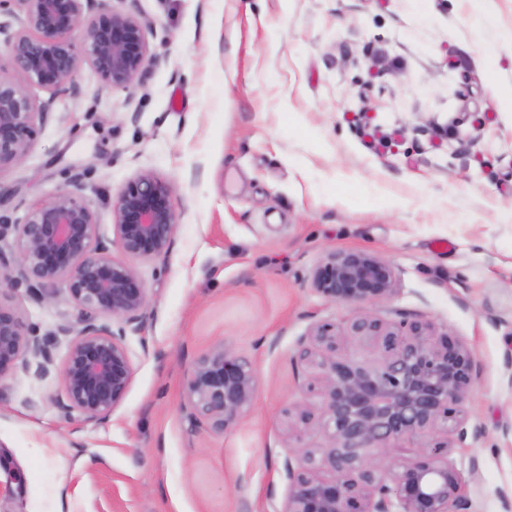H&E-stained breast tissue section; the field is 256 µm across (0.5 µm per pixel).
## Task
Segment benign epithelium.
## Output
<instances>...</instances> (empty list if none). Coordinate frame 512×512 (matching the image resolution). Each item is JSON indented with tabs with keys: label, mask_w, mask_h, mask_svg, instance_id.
<instances>
[{
	"label": "benign epithelium",
	"mask_w": 512,
	"mask_h": 512,
	"mask_svg": "<svg viewBox=\"0 0 512 512\" xmlns=\"http://www.w3.org/2000/svg\"><path fill=\"white\" fill-rule=\"evenodd\" d=\"M19 28L5 33L11 70L0 74V169L29 153L37 125L54 98L78 94L74 77L83 63L111 89H129L148 64L158 62L146 39L148 22L99 7V0H0V14ZM50 93L38 104L29 88ZM179 217L172 187L149 170L131 178L112 207V233L131 259H151L170 250ZM98 217L72 192L55 194L28 211L23 222L0 217V291L25 287L56 296L57 285L78 309V319L58 324L44 338L26 333L20 316L0 302V378L22 371L44 379L59 371L57 406L67 417L106 419L131 385L133 364L126 329L140 330L148 297L137 269L113 258L98 232ZM392 266L359 250H334L312 274L317 293L330 302L371 304L394 292ZM111 322H103L101 318ZM348 338L382 350L376 363L345 358ZM66 345L61 368L56 351ZM299 357L315 368L306 392L320 399L284 411L294 429L320 419L326 443L296 446L298 469L285 465L289 493L280 512H469L463 477L449 458V436H465L460 403L476 366L474 352L429 321L398 328L365 314L345 329L324 323L308 333ZM258 377L250 359L215 345L193 363L185 401L190 415L212 430L234 427L251 407ZM441 428L448 439L421 449L417 460L385 480L393 443Z\"/></svg>",
	"instance_id": "obj_1"
}]
</instances>
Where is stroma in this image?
Here are the masks:
<instances>
[{
    "label": "stroma",
    "instance_id": "stroma-1",
    "mask_svg": "<svg viewBox=\"0 0 512 512\" xmlns=\"http://www.w3.org/2000/svg\"><path fill=\"white\" fill-rule=\"evenodd\" d=\"M151 21L159 62L131 89L89 65L50 97L0 214L76 192L112 236L139 171L173 189L172 249L136 261L149 304L124 339L133 379L103 421L66 417L60 380L0 378V512H280L307 398L309 330L371 313L430 321L476 355L451 459L474 512H512V0H104ZM495 45L496 54L483 50ZM450 243L447 252L438 243ZM333 250L387 261L395 291L333 303L311 274ZM8 302L28 333L76 319L65 297ZM252 360V406L232 428L194 421L184 392L216 344Z\"/></svg>",
    "mask_w": 512,
    "mask_h": 512
}]
</instances>
